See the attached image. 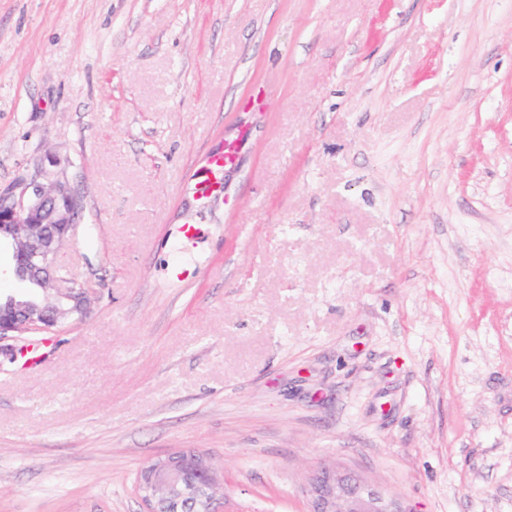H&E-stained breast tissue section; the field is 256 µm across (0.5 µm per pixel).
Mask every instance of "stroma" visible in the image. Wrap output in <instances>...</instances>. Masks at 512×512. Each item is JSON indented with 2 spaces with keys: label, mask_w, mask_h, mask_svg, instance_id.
Instances as JSON below:
<instances>
[{
  "label": "stroma",
  "mask_w": 512,
  "mask_h": 512,
  "mask_svg": "<svg viewBox=\"0 0 512 512\" xmlns=\"http://www.w3.org/2000/svg\"><path fill=\"white\" fill-rule=\"evenodd\" d=\"M49 170L91 302L0 351V512L182 448L220 512H512V0H0V192ZM227 156L222 153L214 154L209 158L210 178L196 184V190L201 195L215 193L222 186L224 163ZM308 492L311 512H408L396 498L337 467L318 470Z\"/></svg>",
  "instance_id": "35a3bbf8"
}]
</instances>
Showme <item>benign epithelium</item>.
<instances>
[{
    "label": "benign epithelium",
    "instance_id": "7a95c632",
    "mask_svg": "<svg viewBox=\"0 0 512 512\" xmlns=\"http://www.w3.org/2000/svg\"><path fill=\"white\" fill-rule=\"evenodd\" d=\"M81 200L59 179L31 183L19 196L0 194V239L10 240L13 273L38 285L42 298L0 297V341L78 324L89 288L57 275L56 259L77 233ZM145 512H218L211 457L179 449L152 461L138 478ZM311 512H407L398 500L339 469L322 468L309 483Z\"/></svg>",
    "mask_w": 512,
    "mask_h": 512
}]
</instances>
